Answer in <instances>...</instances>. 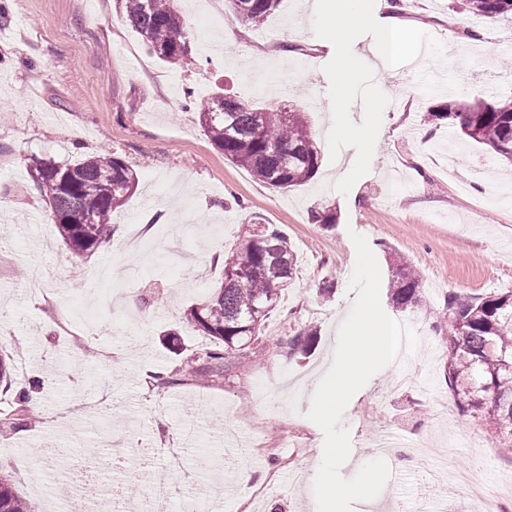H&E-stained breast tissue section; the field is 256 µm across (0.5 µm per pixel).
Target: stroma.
<instances>
[{
	"instance_id": "stroma-1",
	"label": "stroma",
	"mask_w": 512,
	"mask_h": 512,
	"mask_svg": "<svg viewBox=\"0 0 512 512\" xmlns=\"http://www.w3.org/2000/svg\"><path fill=\"white\" fill-rule=\"evenodd\" d=\"M0 3V349L12 356L13 392L33 393L39 411L0 427V472L33 512H46V485L67 467L15 462L53 444L78 456L149 453L168 475L169 512H184L219 464L224 496L213 512H314L324 433L306 413L355 298L354 232L378 261L384 311L417 327L419 343L351 399L343 424L352 460L341 473L352 477L380 457L390 468L382 497L420 492L474 512L460 474L480 467L498 481L512 473V452L458 411L433 325L448 292L512 290V207L486 204L512 186V163L431 113L446 102L512 97V15L472 18L454 13L451 0H412L397 12L407 30L389 60L371 54L374 28L362 27L350 52L363 62L342 120L372 126L363 142L337 135L335 58L319 44L318 17L294 13L292 0L257 33L222 0H180L198 57L189 70L148 56L121 0ZM457 44L476 52L464 72ZM305 59L309 67L298 68ZM219 87L262 107L303 109L320 148L313 179L283 190L225 159L184 106L187 94L202 100ZM108 156L135 169L138 186L113 212L111 239L77 258L50 221L30 162ZM400 178L412 193H397ZM322 207L335 212L334 226L314 222ZM253 222L281 229L298 257L279 306L223 379L152 385L151 374L211 345L185 316L218 291L225 257ZM394 255L423 278L418 312L389 301ZM330 281L332 295L321 297ZM308 327L318 331L309 354L290 355ZM387 431L409 445L374 448ZM435 458L447 467L433 470ZM241 467L251 472L244 486Z\"/></svg>"
}]
</instances>
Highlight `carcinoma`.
<instances>
[{"instance_id": "1", "label": "carcinoma", "mask_w": 512, "mask_h": 512, "mask_svg": "<svg viewBox=\"0 0 512 512\" xmlns=\"http://www.w3.org/2000/svg\"><path fill=\"white\" fill-rule=\"evenodd\" d=\"M281 0H227L242 24L256 30ZM472 17L512 14V0H458ZM123 10L148 53L187 68L195 62L192 34L176 0H124ZM199 121L224 157L259 180L280 189L309 181L318 168V145L303 113L262 108L222 91L198 105ZM469 140L491 148L512 163V99L446 103L431 113ZM34 182L50 207L51 223L72 253L96 250L112 234V212L136 187V172L117 157L76 164L37 163ZM296 273V256L285 234L269 225L247 228L224 260L219 292L193 307L187 321L215 339L181 369L195 379H213L243 355L275 310L281 292ZM423 281L406 261L391 267L390 299L399 311L421 306ZM436 329L448 351L446 380L459 412L484 421L499 443L512 452V290L444 298ZM0 512H31L28 503L0 474Z\"/></svg>"}]
</instances>
